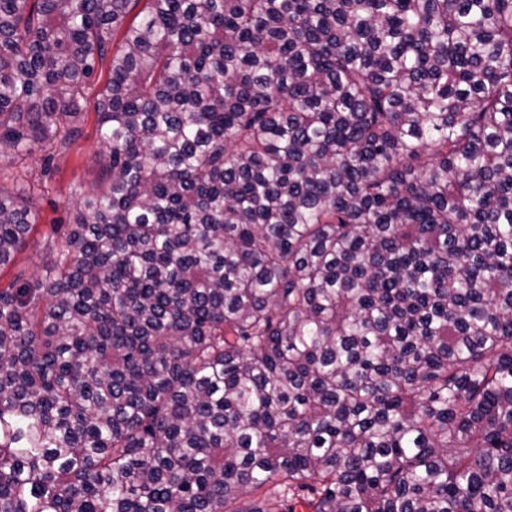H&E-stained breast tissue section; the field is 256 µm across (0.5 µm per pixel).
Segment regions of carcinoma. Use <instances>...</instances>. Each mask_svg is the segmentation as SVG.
Wrapping results in <instances>:
<instances>
[{
  "instance_id": "cac0c4a2",
  "label": "carcinoma",
  "mask_w": 512,
  "mask_h": 512,
  "mask_svg": "<svg viewBox=\"0 0 512 512\" xmlns=\"http://www.w3.org/2000/svg\"><path fill=\"white\" fill-rule=\"evenodd\" d=\"M139 2L0 0V512H512V0ZM106 82V67L92 80L86 94L81 135L63 152L49 154V149L35 152L14 164L0 161V186L13 192L22 187L31 196L36 212V229L16 255L15 265L0 273L4 287L14 274L24 270L26 276L38 274L54 257V243L75 219L76 203L99 181L100 155L104 153L97 133L95 105Z\"/></svg>"
}]
</instances>
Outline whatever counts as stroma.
<instances>
[{
    "label": "stroma",
    "instance_id": "stroma-1",
    "mask_svg": "<svg viewBox=\"0 0 512 512\" xmlns=\"http://www.w3.org/2000/svg\"><path fill=\"white\" fill-rule=\"evenodd\" d=\"M106 82L95 76L86 94L81 135L69 149L53 154L35 151L25 160L0 161V188H24L31 196L37 216L36 228L17 254L14 266L0 272L7 284L17 271L40 273L54 256V243L75 219L76 203L98 182L103 147L97 133L95 105Z\"/></svg>",
    "mask_w": 512,
    "mask_h": 512
}]
</instances>
